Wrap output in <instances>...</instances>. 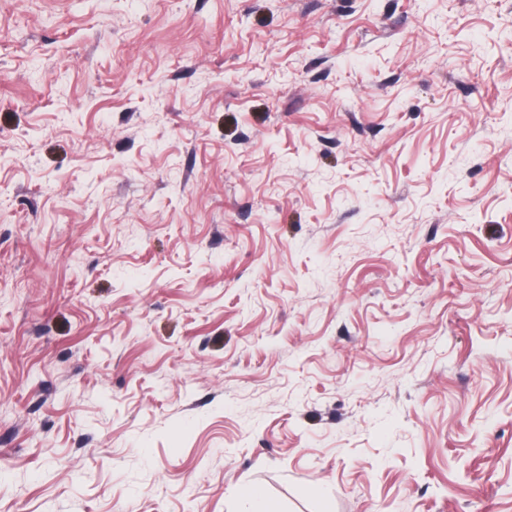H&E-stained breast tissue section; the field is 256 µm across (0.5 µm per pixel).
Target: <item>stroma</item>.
<instances>
[{
	"mask_svg": "<svg viewBox=\"0 0 512 512\" xmlns=\"http://www.w3.org/2000/svg\"><path fill=\"white\" fill-rule=\"evenodd\" d=\"M512 512V0H0V512Z\"/></svg>",
	"mask_w": 512,
	"mask_h": 512,
	"instance_id": "obj_1",
	"label": "stroma"
}]
</instances>
